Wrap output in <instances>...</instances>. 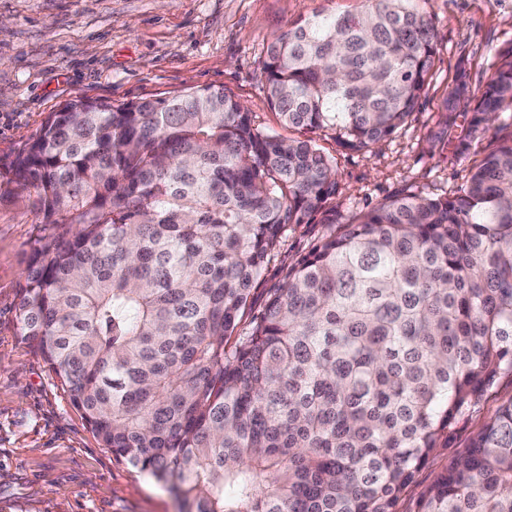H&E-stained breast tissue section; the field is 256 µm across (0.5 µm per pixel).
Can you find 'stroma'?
I'll return each instance as SVG.
<instances>
[{"mask_svg": "<svg viewBox=\"0 0 512 512\" xmlns=\"http://www.w3.org/2000/svg\"><path fill=\"white\" fill-rule=\"evenodd\" d=\"M363 0H0V512H180L166 484L101 446L41 352L18 335L24 271L40 235L32 187L12 164L49 113L78 98L113 105L223 87L259 126L281 137L262 69L272 37L318 11L356 12ZM436 31L428 83L406 123L361 151L316 133L331 157L345 214L401 194L450 197L494 141L468 133L469 113L446 110L466 81L484 90L512 45V0H426ZM332 230L289 229L252 294L269 289Z\"/></svg>", "mask_w": 512, "mask_h": 512, "instance_id": "obj_1", "label": "stroma"}]
</instances>
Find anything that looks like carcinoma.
<instances>
[{"label":"carcinoma","instance_id":"carcinoma-1","mask_svg":"<svg viewBox=\"0 0 512 512\" xmlns=\"http://www.w3.org/2000/svg\"><path fill=\"white\" fill-rule=\"evenodd\" d=\"M294 22L268 44L270 106L346 150L414 112L435 55L419 0ZM477 101L495 147L452 197L407 193L344 218L332 160L222 88L77 100L17 155L42 234L19 302L102 447L171 483L186 512H397L453 425L512 379V47ZM338 229L272 288L288 229ZM412 512H512V398Z\"/></svg>","mask_w":512,"mask_h":512}]
</instances>
